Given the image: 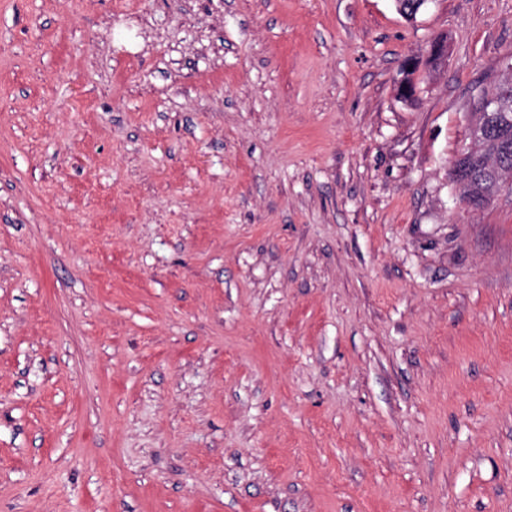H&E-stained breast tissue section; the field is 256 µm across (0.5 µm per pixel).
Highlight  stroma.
Masks as SVG:
<instances>
[{
	"mask_svg": "<svg viewBox=\"0 0 512 512\" xmlns=\"http://www.w3.org/2000/svg\"><path fill=\"white\" fill-rule=\"evenodd\" d=\"M511 75L512 0H0V512H512ZM488 98H502L504 112H486ZM473 109L479 114V125L471 131L472 144L459 156L469 171L467 181L459 182L462 197L475 196L487 206L503 187V175L512 172V79L496 84L473 98Z\"/></svg>",
	"mask_w": 512,
	"mask_h": 512,
	"instance_id": "35a3bbf8",
	"label": "stroma"
}]
</instances>
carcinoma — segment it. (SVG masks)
<instances>
[{"label": "carcinoma", "mask_w": 512, "mask_h": 512, "mask_svg": "<svg viewBox=\"0 0 512 512\" xmlns=\"http://www.w3.org/2000/svg\"><path fill=\"white\" fill-rule=\"evenodd\" d=\"M489 98L503 99L505 111H486ZM472 107L479 114V125L471 131V146L461 152L469 178L460 187L462 196L479 197L487 205L502 189L503 175L512 172V79L479 93Z\"/></svg>", "instance_id": "obj_1"}]
</instances>
